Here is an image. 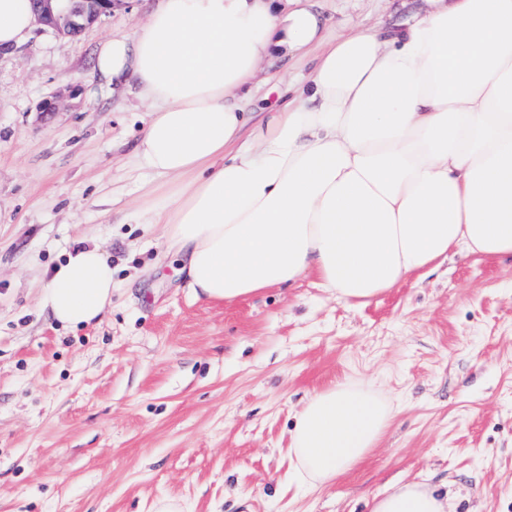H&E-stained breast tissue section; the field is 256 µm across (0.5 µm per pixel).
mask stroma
<instances>
[{"mask_svg": "<svg viewBox=\"0 0 512 512\" xmlns=\"http://www.w3.org/2000/svg\"><path fill=\"white\" fill-rule=\"evenodd\" d=\"M153 5L116 0L78 36L37 26L0 53V512H369L420 478L453 512H512L511 257L452 253L365 304L312 276L224 303L188 288L159 227L126 222L156 196L133 157L147 108L95 74V49ZM320 6L339 33L409 17ZM91 240L112 259V311L65 328L42 288ZM344 381L396 416L336 482L305 484L287 452L297 414Z\"/></svg>", "mask_w": 512, "mask_h": 512, "instance_id": "stroma-1", "label": "stroma"}]
</instances>
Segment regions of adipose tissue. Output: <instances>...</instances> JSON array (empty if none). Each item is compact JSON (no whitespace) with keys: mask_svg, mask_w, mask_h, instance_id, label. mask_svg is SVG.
Listing matches in <instances>:
<instances>
[{"mask_svg":"<svg viewBox=\"0 0 512 512\" xmlns=\"http://www.w3.org/2000/svg\"><path fill=\"white\" fill-rule=\"evenodd\" d=\"M31 0H0V47L21 45ZM314 0H158L102 41L96 72L137 85L150 119L134 157L181 183L132 223L158 224L196 297L231 303L312 275L365 304L449 252L512 257V0H423L402 26L328 37ZM320 58L267 112L246 108L272 47ZM112 261L76 247L41 302L67 328L112 309ZM392 408L339 383L305 403L288 454L331 482L386 433ZM370 512H449L397 482Z\"/></svg>","mask_w":512,"mask_h":512,"instance_id":"ef3b65f1","label":"adipose tissue"}]
</instances>
